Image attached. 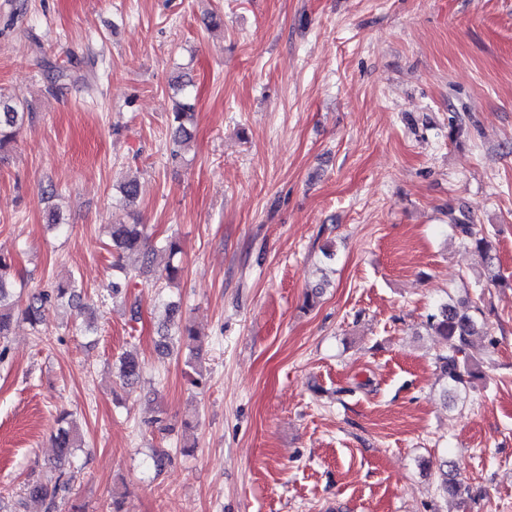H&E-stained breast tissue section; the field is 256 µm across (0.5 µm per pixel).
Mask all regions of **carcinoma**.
Returning <instances> with one entry per match:
<instances>
[{
    "label": "carcinoma",
    "mask_w": 512,
    "mask_h": 512,
    "mask_svg": "<svg viewBox=\"0 0 512 512\" xmlns=\"http://www.w3.org/2000/svg\"><path fill=\"white\" fill-rule=\"evenodd\" d=\"M181 87L185 88V101L178 103L173 112L174 130L169 147L170 156H181L182 147L188 143L191 133L187 128L194 112L192 94L188 90V77L180 78ZM28 113L19 109L9 99L0 95V150L13 143L21 125L24 124ZM120 202L115 204L112 214V268L126 270L123 259L130 254L143 255L142 272L151 273L157 280L172 284L182 272L181 242L177 237H169L158 246L151 244L147 228L143 224H126L123 221L121 206L134 203L139 194V183L135 179L128 180L119 187ZM454 228L463 244L481 253L487 263L485 277L488 281L499 284L502 278L495 273L492 260V241L490 236L474 224H468L461 219L454 220ZM13 261L0 254V343L10 336L13 328L16 310H21L24 319L35 332H40L46 308L59 302H67L81 311L84 305L78 302V283L75 280L61 281L48 291L34 293L21 301L14 288ZM168 321L158 328L156 349L162 356L172 354L174 346L189 344L197 340L198 335L188 326L177 325L176 331H171L169 324L181 320L180 306L176 302L167 303ZM426 326L437 336L448 341V350L438 354L435 366L446 386L455 392L467 393L474 388L475 381L485 377L483 364L470 354L474 338H488L489 344H494L490 337L484 300L482 297L466 300L461 303L451 301L440 303L436 309L427 315ZM118 378L124 384H133L143 375L144 363L133 354H124L118 358ZM53 444L57 449L58 459L62 468L53 481L44 482L32 479L24 484L25 498L44 506L45 512H58L63 507L69 512H82L69 501V493L73 475L68 471L72 464L73 452L83 447L82 436L77 424L68 412L61 413L57 418V428L53 436ZM439 483L437 492L446 499L463 500L474 497L472 485L448 474V461L443 460L438 465Z\"/></svg>",
    "instance_id": "1"
}]
</instances>
